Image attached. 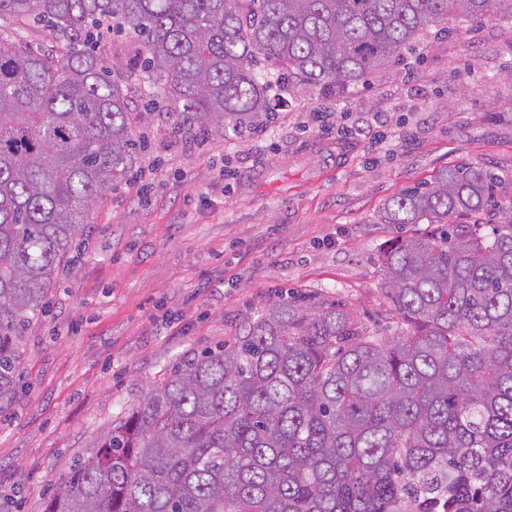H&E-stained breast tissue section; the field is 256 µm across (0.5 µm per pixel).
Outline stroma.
Wrapping results in <instances>:
<instances>
[{
	"instance_id": "stroma-1",
	"label": "stroma",
	"mask_w": 512,
	"mask_h": 512,
	"mask_svg": "<svg viewBox=\"0 0 512 512\" xmlns=\"http://www.w3.org/2000/svg\"><path fill=\"white\" fill-rule=\"evenodd\" d=\"M449 26L367 84H294L262 134L215 125L200 141L155 116L26 332L0 413V512H44L58 477L186 351L231 341L274 297L336 301L397 333L382 252L433 227L381 223L385 204L460 164L498 174L512 202V25Z\"/></svg>"
}]
</instances>
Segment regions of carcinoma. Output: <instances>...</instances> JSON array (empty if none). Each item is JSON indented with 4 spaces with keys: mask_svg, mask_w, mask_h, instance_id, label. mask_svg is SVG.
Instances as JSON below:
<instances>
[{
    "mask_svg": "<svg viewBox=\"0 0 512 512\" xmlns=\"http://www.w3.org/2000/svg\"><path fill=\"white\" fill-rule=\"evenodd\" d=\"M512 22V0H0V413L19 345L61 258L137 163L125 83L162 90L184 133L274 119L297 82L348 89L448 19ZM139 43L127 75L89 49L103 22ZM40 26L50 55L21 40ZM480 166L390 199L385 224H438L386 249L405 330L346 305L271 301L234 341L186 354L63 473L45 512H512V206L486 231L450 217L499 203Z\"/></svg>",
    "mask_w": 512,
    "mask_h": 512,
    "instance_id": "carcinoma-1",
    "label": "carcinoma"
}]
</instances>
